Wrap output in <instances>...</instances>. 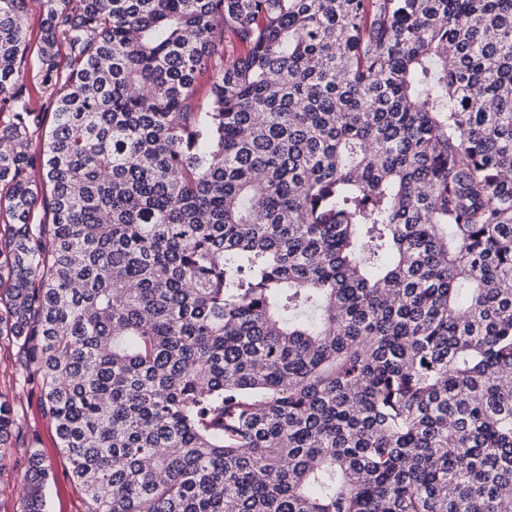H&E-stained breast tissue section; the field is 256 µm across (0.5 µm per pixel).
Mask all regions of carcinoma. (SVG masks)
Listing matches in <instances>:
<instances>
[{
  "label": "carcinoma",
  "instance_id": "1",
  "mask_svg": "<svg viewBox=\"0 0 512 512\" xmlns=\"http://www.w3.org/2000/svg\"><path fill=\"white\" fill-rule=\"evenodd\" d=\"M26 2L0 349L83 512H512V0H41L48 129ZM10 456L44 512L0 391Z\"/></svg>",
  "mask_w": 512,
  "mask_h": 512
}]
</instances>
